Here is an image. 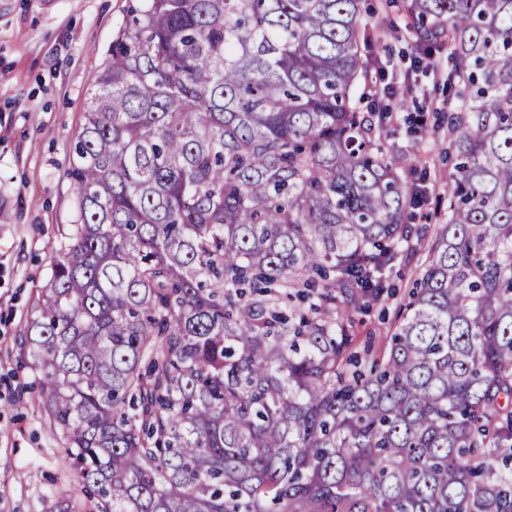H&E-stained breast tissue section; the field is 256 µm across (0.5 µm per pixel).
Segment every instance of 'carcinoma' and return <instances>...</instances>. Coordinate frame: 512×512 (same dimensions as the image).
<instances>
[{"instance_id": "carcinoma-1", "label": "carcinoma", "mask_w": 512, "mask_h": 512, "mask_svg": "<svg viewBox=\"0 0 512 512\" xmlns=\"http://www.w3.org/2000/svg\"><path fill=\"white\" fill-rule=\"evenodd\" d=\"M67 172L21 363L84 498L57 512H512V0H386L448 45V217L421 127L362 107V0H138ZM387 354L344 324L401 248ZM423 157L419 165L425 174L424 180L416 183L425 193V202L413 210L409 223L422 228L427 226L429 233H433L448 211V175L453 171V160L448 158V138L429 141Z\"/></svg>"}]
</instances>
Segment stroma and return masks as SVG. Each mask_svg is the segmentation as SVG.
I'll return each instance as SVG.
<instances>
[{
    "label": "stroma",
    "mask_w": 512,
    "mask_h": 512,
    "mask_svg": "<svg viewBox=\"0 0 512 512\" xmlns=\"http://www.w3.org/2000/svg\"><path fill=\"white\" fill-rule=\"evenodd\" d=\"M127 6L128 0H0V512H53L59 490L80 492L64 448L33 404L35 377L20 365L19 344L50 273L51 247L76 218L65 175L70 149ZM369 51L381 67L374 100L406 94L407 108L391 121L394 149H406L415 125L444 119L439 108L448 88L440 76L451 66L448 49L432 48L418 65L410 44L388 31ZM420 167L425 201L412 222L433 229L448 211L447 141L428 142ZM422 261L400 255L385 268L388 290L378 305L351 313L352 351H387Z\"/></svg>",
    "instance_id": "stroma-1"
}]
</instances>
